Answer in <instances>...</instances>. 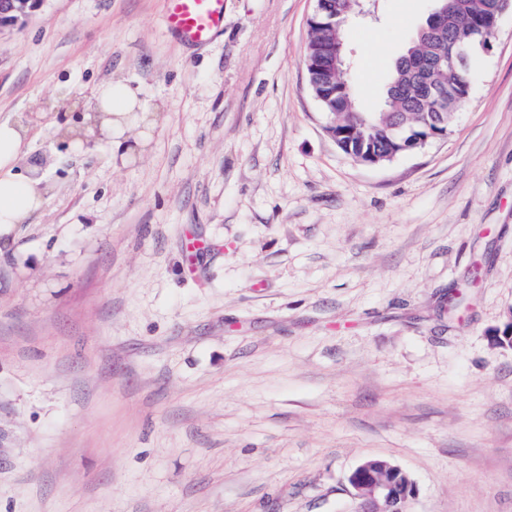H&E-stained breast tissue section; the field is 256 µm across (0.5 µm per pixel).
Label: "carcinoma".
<instances>
[{"label": "carcinoma", "instance_id": "carcinoma-1", "mask_svg": "<svg viewBox=\"0 0 512 512\" xmlns=\"http://www.w3.org/2000/svg\"><path fill=\"white\" fill-rule=\"evenodd\" d=\"M330 19L323 25L311 27L308 46L322 42H343V24L350 20L358 0H323ZM454 24L434 38L414 34L405 54L421 59L422 73L395 63L380 109L375 113L358 109L356 96L348 75L326 73L316 81L330 96L321 101L329 114L330 127L346 133L343 151L359 158L377 154L389 161L405 152L422 147L420 140L430 132L444 133L448 120L465 104L470 89L469 69L450 59L448 49L456 44L480 50V44H490L494 26L487 23L490 16L512 10V0H444ZM456 91L442 118H436V97L448 90Z\"/></svg>", "mask_w": 512, "mask_h": 512}]
</instances>
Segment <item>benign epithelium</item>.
Returning a JSON list of instances; mask_svg holds the SVG:
<instances>
[{"label": "benign epithelium", "instance_id": "benign-epithelium-1", "mask_svg": "<svg viewBox=\"0 0 512 512\" xmlns=\"http://www.w3.org/2000/svg\"><path fill=\"white\" fill-rule=\"evenodd\" d=\"M41 0H0V30L23 25L38 9ZM307 64L312 70L336 65V53L319 48ZM349 483L360 500L358 512H407L414 495L413 484L397 466L380 459L356 467Z\"/></svg>", "mask_w": 512, "mask_h": 512}]
</instances>
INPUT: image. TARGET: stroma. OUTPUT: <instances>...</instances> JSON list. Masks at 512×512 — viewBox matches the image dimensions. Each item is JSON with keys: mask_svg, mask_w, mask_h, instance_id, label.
<instances>
[{"mask_svg": "<svg viewBox=\"0 0 512 512\" xmlns=\"http://www.w3.org/2000/svg\"><path fill=\"white\" fill-rule=\"evenodd\" d=\"M315 7L224 0L205 45L165 0L0 31V122L52 187L0 234V512H355L376 457L409 512H512V12L447 136L370 166L309 86ZM432 7L345 26L363 111ZM117 78L142 153L64 147Z\"/></svg>", "mask_w": 512, "mask_h": 512, "instance_id": "stroma-1", "label": "stroma"}]
</instances>
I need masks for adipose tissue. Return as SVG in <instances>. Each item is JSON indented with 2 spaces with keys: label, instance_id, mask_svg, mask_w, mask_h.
Listing matches in <instances>:
<instances>
[{
  "label": "adipose tissue",
  "instance_id": "ef3b65f1",
  "mask_svg": "<svg viewBox=\"0 0 512 512\" xmlns=\"http://www.w3.org/2000/svg\"><path fill=\"white\" fill-rule=\"evenodd\" d=\"M152 113L135 91L126 83L112 81L101 85L85 116V134L101 132L112 145L123 146L129 141L131 127H148ZM29 128L21 122H0V229L27 222L39 211L45 197L39 179L18 172Z\"/></svg>",
  "mask_w": 512,
  "mask_h": 512
}]
</instances>
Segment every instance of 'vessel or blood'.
<instances>
[{"mask_svg": "<svg viewBox=\"0 0 512 512\" xmlns=\"http://www.w3.org/2000/svg\"><path fill=\"white\" fill-rule=\"evenodd\" d=\"M224 24V0H167L165 25L182 39L204 44Z\"/></svg>", "mask_w": 512, "mask_h": 512, "instance_id": "b4317fda", "label": "vessel or blood"}]
</instances>
